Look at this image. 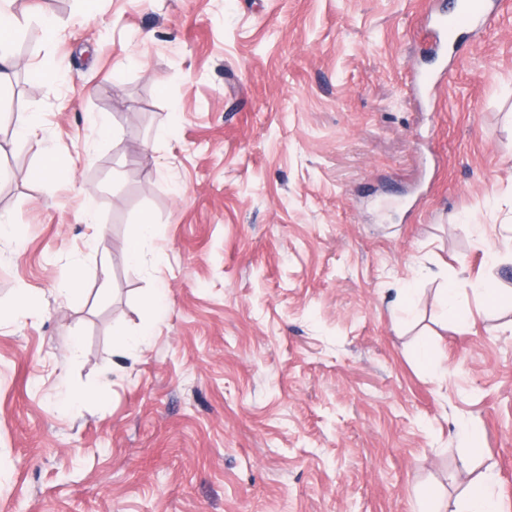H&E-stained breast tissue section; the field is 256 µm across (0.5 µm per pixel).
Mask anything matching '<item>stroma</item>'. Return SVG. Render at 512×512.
<instances>
[{
  "label": "stroma",
  "instance_id": "35a3bbf8",
  "mask_svg": "<svg viewBox=\"0 0 512 512\" xmlns=\"http://www.w3.org/2000/svg\"><path fill=\"white\" fill-rule=\"evenodd\" d=\"M497 2L438 71L440 0H15L36 40L0 115V512H463L486 480L512 512ZM40 115L36 112L22 113L16 121L15 134L17 137L31 142L37 151L44 158V171L48 176H55L62 166V162L56 158L43 145L42 140L38 137V129L40 127ZM153 233V224L149 220H143L139 224L137 233L128 241L126 246L127 260L129 263L136 265L139 264L145 253V249L151 241Z\"/></svg>",
  "mask_w": 512,
  "mask_h": 512
}]
</instances>
